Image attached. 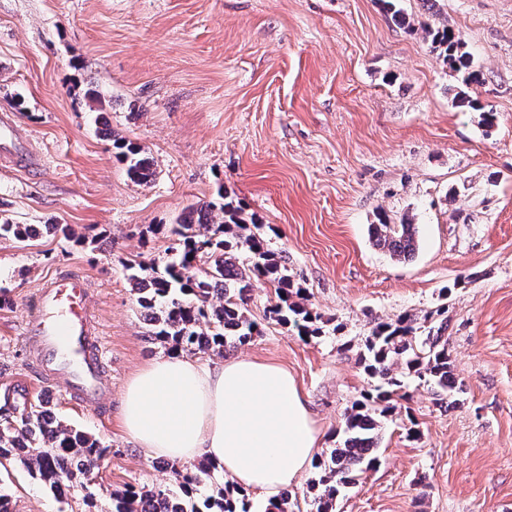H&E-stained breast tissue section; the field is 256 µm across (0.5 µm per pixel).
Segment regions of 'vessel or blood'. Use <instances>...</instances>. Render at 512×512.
<instances>
[{"mask_svg": "<svg viewBox=\"0 0 512 512\" xmlns=\"http://www.w3.org/2000/svg\"><path fill=\"white\" fill-rule=\"evenodd\" d=\"M90 295L83 275L66 272L48 279L34 298L25 334L36 347L39 378L63 380L72 395L94 404L103 388V356Z\"/></svg>", "mask_w": 512, "mask_h": 512, "instance_id": "obj_1", "label": "vessel or blood"}]
</instances>
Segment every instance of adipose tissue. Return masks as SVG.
I'll use <instances>...</instances> for the list:
<instances>
[{
    "label": "adipose tissue",
    "mask_w": 512,
    "mask_h": 512,
    "mask_svg": "<svg viewBox=\"0 0 512 512\" xmlns=\"http://www.w3.org/2000/svg\"><path fill=\"white\" fill-rule=\"evenodd\" d=\"M121 420L148 456L205 459L246 491L271 497L308 467L318 432L293 376L248 357L199 364L174 351L127 384Z\"/></svg>",
    "instance_id": "1"
}]
</instances>
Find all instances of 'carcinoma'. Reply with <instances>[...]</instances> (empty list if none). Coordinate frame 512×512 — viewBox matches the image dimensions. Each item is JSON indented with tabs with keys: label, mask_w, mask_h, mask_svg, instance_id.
I'll use <instances>...</instances> for the list:
<instances>
[{
	"label": "carcinoma",
	"mask_w": 512,
	"mask_h": 512,
	"mask_svg": "<svg viewBox=\"0 0 512 512\" xmlns=\"http://www.w3.org/2000/svg\"><path fill=\"white\" fill-rule=\"evenodd\" d=\"M431 43L446 63L462 75L456 100L462 106L476 107L468 92L479 82L472 60L463 50L460 37L448 28L427 29ZM112 142V155L126 168L136 184L154 180V158L140 144L112 133L109 124L102 127ZM259 218L247 213L230 192L219 186L217 198L191 204L170 224L153 229L170 240V257L145 263L133 260L125 264L128 280L137 294V304L152 326L151 337L189 352L224 355L230 347L248 344L256 324L245 314L247 288L253 278L266 280L276 300L268 309V318L293 326L302 339L320 334L316 322L320 315L304 303L305 290L288 274L286 260L271 251L262 234ZM374 245L401 260L411 257L417 248V228L408 219L398 224L382 221L370 225ZM62 233L73 238L71 230L60 224H13L0 218V238L24 241L42 233ZM75 239V238H73ZM80 243V239H75ZM438 308L423 322L408 316L393 322L377 323L364 343L360 360L366 372L382 381L375 392L362 395L345 413L342 445L330 451L319 463L323 474L314 484L316 512H333L340 492L358 480L363 467L369 466L379 443L377 414L382 406L403 387L401 377L414 374L431 387L438 402H456L463 392L451 369L448 339L443 336L448 319ZM107 453L100 441L77 428L56 420L43 400L30 408L5 400L0 405V464L18 462L28 473L60 498L76 484L91 478ZM179 492L157 487L130 486L112 494L115 512H162L169 504L173 512H250L246 491L224 483L202 501L193 502L200 478L211 465L193 469L176 462L166 463Z\"/></svg>",
	"instance_id": "obj_1"
}]
</instances>
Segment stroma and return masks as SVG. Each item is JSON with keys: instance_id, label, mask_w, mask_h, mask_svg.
<instances>
[{"instance_id": "35a3bbf8", "label": "stroma", "mask_w": 512, "mask_h": 512, "mask_svg": "<svg viewBox=\"0 0 512 512\" xmlns=\"http://www.w3.org/2000/svg\"><path fill=\"white\" fill-rule=\"evenodd\" d=\"M397 6L414 28L383 0H0V118L42 163L0 158V217L76 235L0 238V396L48 398L108 448L90 482L102 512L112 490L171 484L121 425L127 383L170 351L151 338L123 261L163 258L169 241L149 226L221 185L256 213L321 316V335L301 340L266 319L274 291L253 280L259 332L232 352L295 377L319 453L339 445L347 409L377 384L360 363L375 323L448 309L458 403L437 405L406 377L380 419L376 463L334 512H512V0ZM422 23L462 39L483 74L477 108L456 104L461 76ZM90 87L112 130L154 157L151 183H132L113 158ZM404 217L418 248L398 260L368 227ZM60 272L91 283L109 387L97 405L33 370L25 321ZM0 490L14 512H89L82 491L56 499L16 462L0 466Z\"/></svg>"}]
</instances>
